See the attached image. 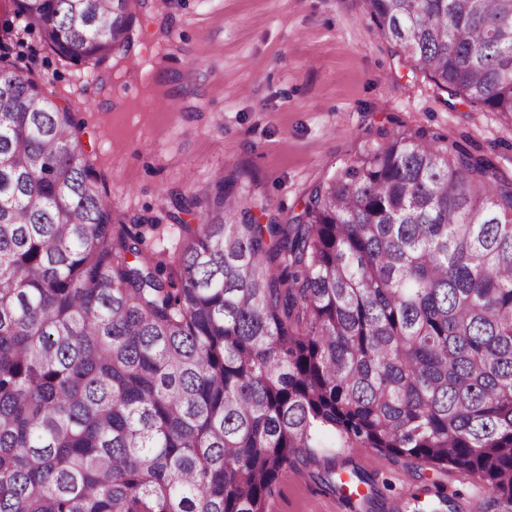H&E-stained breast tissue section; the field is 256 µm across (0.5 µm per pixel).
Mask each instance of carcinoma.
Returning <instances> with one entry per match:
<instances>
[{"mask_svg": "<svg viewBox=\"0 0 512 512\" xmlns=\"http://www.w3.org/2000/svg\"><path fill=\"white\" fill-rule=\"evenodd\" d=\"M13 2L75 64L130 43L129 0ZM364 2L448 96L512 117V0ZM1 61L0 512H267L328 435L512 512V181L490 157L384 130L289 224L217 178L176 198L204 223L165 281L73 112Z\"/></svg>", "mask_w": 512, "mask_h": 512, "instance_id": "obj_1", "label": "carcinoma"}]
</instances>
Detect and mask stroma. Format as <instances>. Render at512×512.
I'll list each match as a JSON object with an SVG mask.
<instances>
[{
    "label": "stroma",
    "instance_id": "obj_1",
    "mask_svg": "<svg viewBox=\"0 0 512 512\" xmlns=\"http://www.w3.org/2000/svg\"><path fill=\"white\" fill-rule=\"evenodd\" d=\"M127 50L60 59L0 0V50L80 124L86 160L125 223L160 224L149 250L175 256L173 197L214 175L259 223H288L378 130L423 127L491 157L512 180V118L445 94L371 28L363 0H130ZM367 476L347 496L327 471ZM473 476L373 448H319L296 461L268 512H472Z\"/></svg>",
    "mask_w": 512,
    "mask_h": 512
}]
</instances>
